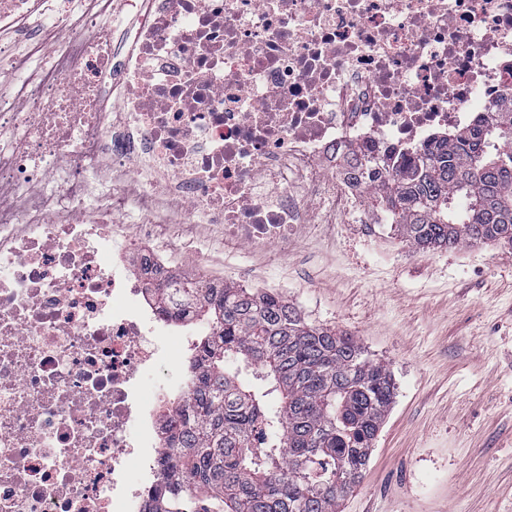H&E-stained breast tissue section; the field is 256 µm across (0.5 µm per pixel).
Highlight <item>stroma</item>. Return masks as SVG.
<instances>
[{
  "instance_id": "stroma-1",
  "label": "stroma",
  "mask_w": 512,
  "mask_h": 512,
  "mask_svg": "<svg viewBox=\"0 0 512 512\" xmlns=\"http://www.w3.org/2000/svg\"><path fill=\"white\" fill-rule=\"evenodd\" d=\"M179 232L214 276L277 291L388 365L396 397L342 512H512V248L419 252L385 223L301 233L285 253Z\"/></svg>"
}]
</instances>
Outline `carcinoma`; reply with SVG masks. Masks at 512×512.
Wrapping results in <instances>:
<instances>
[{
  "mask_svg": "<svg viewBox=\"0 0 512 512\" xmlns=\"http://www.w3.org/2000/svg\"><path fill=\"white\" fill-rule=\"evenodd\" d=\"M493 112L413 164L382 158L368 209L418 250L512 246V106ZM156 293L218 333L193 363L151 512H340L394 403L388 366L273 291L181 275Z\"/></svg>",
  "mask_w": 512,
  "mask_h": 512,
  "instance_id": "cac0c4a2",
  "label": "carcinoma"
}]
</instances>
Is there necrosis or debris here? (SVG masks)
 <instances>
[{
	"label": "necrosis or debris",
	"mask_w": 512,
	"mask_h": 512,
	"mask_svg": "<svg viewBox=\"0 0 512 512\" xmlns=\"http://www.w3.org/2000/svg\"><path fill=\"white\" fill-rule=\"evenodd\" d=\"M119 3L0 0V512H149L213 334L149 293L154 225L372 235L367 163L512 100V0Z\"/></svg>",
	"instance_id": "necrosis-or-debris-1"
}]
</instances>
